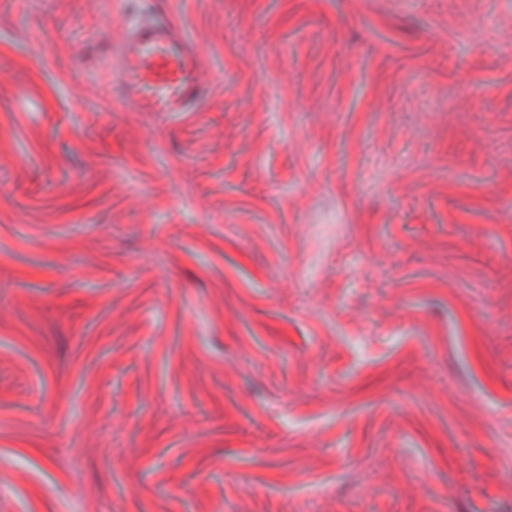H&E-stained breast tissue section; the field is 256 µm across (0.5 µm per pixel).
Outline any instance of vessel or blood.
I'll return each instance as SVG.
<instances>
[{
    "instance_id": "obj_1",
    "label": "vessel or blood",
    "mask_w": 512,
    "mask_h": 512,
    "mask_svg": "<svg viewBox=\"0 0 512 512\" xmlns=\"http://www.w3.org/2000/svg\"><path fill=\"white\" fill-rule=\"evenodd\" d=\"M123 57L121 81L141 111L193 112L208 94L198 57L171 12L154 10L148 20L130 27Z\"/></svg>"
}]
</instances>
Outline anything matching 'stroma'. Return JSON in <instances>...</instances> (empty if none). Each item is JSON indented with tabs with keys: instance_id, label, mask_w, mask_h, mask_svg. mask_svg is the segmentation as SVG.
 <instances>
[{
	"instance_id": "1",
	"label": "stroma",
	"mask_w": 512,
	"mask_h": 512,
	"mask_svg": "<svg viewBox=\"0 0 512 512\" xmlns=\"http://www.w3.org/2000/svg\"><path fill=\"white\" fill-rule=\"evenodd\" d=\"M0 0V512H512V0ZM123 57L122 84L142 112H194L208 94L198 57L171 12L156 9L130 27Z\"/></svg>"
}]
</instances>
